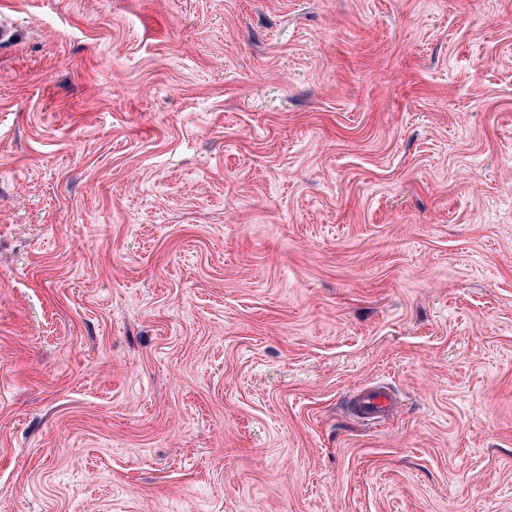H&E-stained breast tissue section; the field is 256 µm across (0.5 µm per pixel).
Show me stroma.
Masks as SVG:
<instances>
[{"mask_svg":"<svg viewBox=\"0 0 512 512\" xmlns=\"http://www.w3.org/2000/svg\"><path fill=\"white\" fill-rule=\"evenodd\" d=\"M0 13V512H512V0ZM396 405L393 393L380 385L364 387L353 398L355 414L368 425H377L390 417Z\"/></svg>","mask_w":512,"mask_h":512,"instance_id":"stroma-1","label":"stroma"}]
</instances>
